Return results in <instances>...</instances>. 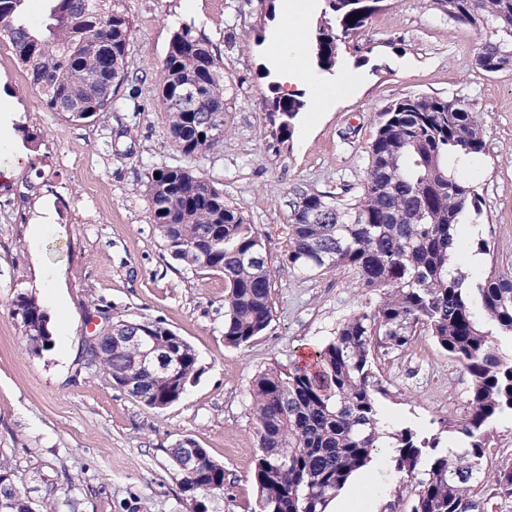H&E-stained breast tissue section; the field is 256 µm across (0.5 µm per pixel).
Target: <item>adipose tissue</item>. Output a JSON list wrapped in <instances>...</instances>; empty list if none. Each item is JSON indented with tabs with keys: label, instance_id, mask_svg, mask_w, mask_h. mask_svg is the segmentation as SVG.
<instances>
[{
	"label": "adipose tissue",
	"instance_id": "obj_1",
	"mask_svg": "<svg viewBox=\"0 0 512 512\" xmlns=\"http://www.w3.org/2000/svg\"><path fill=\"white\" fill-rule=\"evenodd\" d=\"M282 25L288 35L273 47L272 52L280 61L278 83L289 94L308 85L313 79L303 61L306 41L299 33L300 17L291 0H286L284 5Z\"/></svg>",
	"mask_w": 512,
	"mask_h": 512
}]
</instances>
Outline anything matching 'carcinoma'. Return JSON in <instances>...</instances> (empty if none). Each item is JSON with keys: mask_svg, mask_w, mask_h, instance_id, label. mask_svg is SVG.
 <instances>
[{"mask_svg": "<svg viewBox=\"0 0 512 512\" xmlns=\"http://www.w3.org/2000/svg\"><path fill=\"white\" fill-rule=\"evenodd\" d=\"M26 0H0V41L25 65L45 106L73 120L103 117L127 80L132 22L122 0H47L44 24L21 17ZM448 19L484 30L475 63L512 57V0H432ZM392 0H325L311 42L323 71L333 58L362 51L360 39ZM252 13L275 19V0H247ZM184 84L196 86V106L172 99ZM159 97L177 150L202 156L227 136L224 75L208 43L186 25L174 33L162 64ZM305 102L278 95L268 103V149L290 142ZM481 111L464 97L413 96L379 113L362 186L344 194L294 191L284 225L289 268L317 274L354 272L359 288L379 295L374 308L340 323L334 337L314 350V363H289L259 372L250 387L259 454L252 480L254 512H327L353 476L379 449H390L399 472L423 468L411 491L409 512H482L485 501L512 496V468L491 474L468 463L484 461L494 435L491 422L512 411V265H498L495 242L478 236L471 251L492 258L482 280L465 282L450 271L460 247V219L481 214L478 188L458 178L457 165L484 151ZM147 194L155 231L166 250L187 268L224 277V344L238 348L264 335L274 321L275 272L266 243L243 207L187 167L149 174ZM38 354L50 346L45 310L32 295L13 301ZM157 351L174 352L180 376L137 361L141 348L105 333L85 346V364L118 386L133 381V396L152 409L178 402L198 372V355L159 320L145 321ZM429 337L470 377L464 416L425 436L410 426L391 432L382 420L378 354L402 353ZM461 441L445 447L442 433ZM181 482L205 498L224 490V467L204 454ZM0 497L16 512H33L0 461Z\"/></svg>", "mask_w": 512, "mask_h": 512, "instance_id": "1", "label": "carcinoma"}]
</instances>
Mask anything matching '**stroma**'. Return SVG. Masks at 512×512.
<instances>
[{
    "label": "stroma",
    "mask_w": 512,
    "mask_h": 512,
    "mask_svg": "<svg viewBox=\"0 0 512 512\" xmlns=\"http://www.w3.org/2000/svg\"><path fill=\"white\" fill-rule=\"evenodd\" d=\"M133 21L129 78L106 118L72 120L50 111L9 43L0 42V82L17 98L18 158L0 148V459L36 512H191L171 452L191 438L224 467L223 492L207 512H253L251 479L259 452L249 389L256 374L299 360L328 342L377 296L361 293L353 272L315 275L283 265L295 190L341 192L363 183L380 112L392 101L440 94L476 100L485 149L457 168L483 198L498 261L512 264V70L488 74L475 56L486 34L456 24L428 0H395L363 36L364 63L341 55L332 71L313 69L290 149H267V103L285 35L271 23L263 42L244 0H124ZM192 26L223 65L228 135L209 154L176 149L159 100L171 38ZM340 89L324 102L322 91ZM180 164L239 203L260 233L275 271V319L251 344L224 343V279L174 261L157 235L146 182ZM57 220L32 225L37 206ZM53 280V291L36 273ZM35 296L52 327L36 354L11 314L18 293ZM162 321L199 358L183 398L151 409L102 373L81 366L94 306ZM379 405L391 429L434 434L465 411L469 376L426 337L377 361ZM410 480L389 455L374 456L354 482L347 512H408Z\"/></svg>",
    "instance_id": "stroma-1"
}]
</instances>
